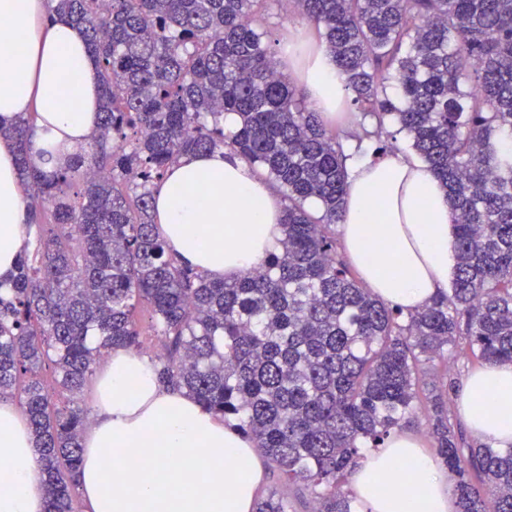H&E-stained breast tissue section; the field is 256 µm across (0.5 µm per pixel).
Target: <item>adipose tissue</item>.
Wrapping results in <instances>:
<instances>
[{"mask_svg": "<svg viewBox=\"0 0 512 512\" xmlns=\"http://www.w3.org/2000/svg\"><path fill=\"white\" fill-rule=\"evenodd\" d=\"M49 0H0V125L35 113L37 163L62 167L99 120L98 70L82 31L50 22ZM313 108L336 114L345 94L325 48L297 62ZM168 247L215 280L232 281L260 263L281 237L282 205L240 160L219 153L184 156L155 195ZM27 209L13 148L0 141V277L25 244ZM454 214L427 165L410 154L347 164L340 223L364 285L412 312L453 276ZM391 252L376 256L378 242ZM472 434L512 446V362L483 365L458 399ZM80 489L87 512H254L264 468L253 442L167 389L151 365L114 351L93 389ZM0 512H44L45 497L28 424L0 401ZM352 488L363 512H452L448 473L412 435L392 437L361 459Z\"/></svg>", "mask_w": 512, "mask_h": 512, "instance_id": "obj_1", "label": "adipose tissue"}]
</instances>
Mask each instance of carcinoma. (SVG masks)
I'll return each instance as SVG.
<instances>
[{"instance_id":"obj_1","label":"carcinoma","mask_w":512,"mask_h":512,"mask_svg":"<svg viewBox=\"0 0 512 512\" xmlns=\"http://www.w3.org/2000/svg\"><path fill=\"white\" fill-rule=\"evenodd\" d=\"M265 0H53L84 31L101 76L100 119L63 169L38 166L34 125L13 142L29 188L33 251L0 280V399H19L46 512H80L88 416L78 400L114 349L141 350L151 310L167 387L251 439L285 488L256 512H356L342 486L365 448L416 417L421 373L445 353L512 362V0H294L336 63L377 157L396 123L454 212L455 272L414 313L374 295L338 253L349 156L271 58ZM473 76L468 91L460 87ZM400 90L402 106L387 89ZM227 112L238 116L224 131ZM227 150L279 189L282 237L253 269L214 281L171 254L154 189L189 153ZM317 200L321 212L306 207ZM428 433L454 476L458 512H512V446L455 432L437 387Z\"/></svg>"}]
</instances>
